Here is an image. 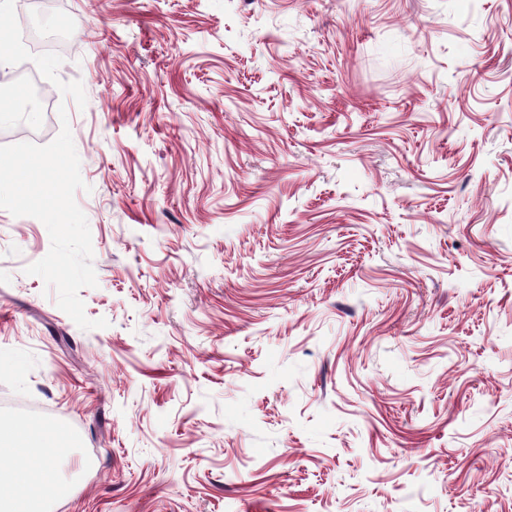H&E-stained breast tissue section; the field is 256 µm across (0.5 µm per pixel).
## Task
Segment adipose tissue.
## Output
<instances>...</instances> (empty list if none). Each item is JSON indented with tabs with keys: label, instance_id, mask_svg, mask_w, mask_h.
<instances>
[{
	"label": "adipose tissue",
	"instance_id": "1",
	"mask_svg": "<svg viewBox=\"0 0 512 512\" xmlns=\"http://www.w3.org/2000/svg\"><path fill=\"white\" fill-rule=\"evenodd\" d=\"M68 444L36 422L0 425V512H46L48 495H65L58 462Z\"/></svg>",
	"mask_w": 512,
	"mask_h": 512
}]
</instances>
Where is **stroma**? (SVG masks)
I'll use <instances>...</instances> for the list:
<instances>
[{
  "instance_id": "1",
  "label": "stroma",
  "mask_w": 512,
  "mask_h": 512,
  "mask_svg": "<svg viewBox=\"0 0 512 512\" xmlns=\"http://www.w3.org/2000/svg\"><path fill=\"white\" fill-rule=\"evenodd\" d=\"M41 29L0 43V139L69 125L109 322L0 209V422L73 441L49 512H512V0H48Z\"/></svg>"
}]
</instances>
